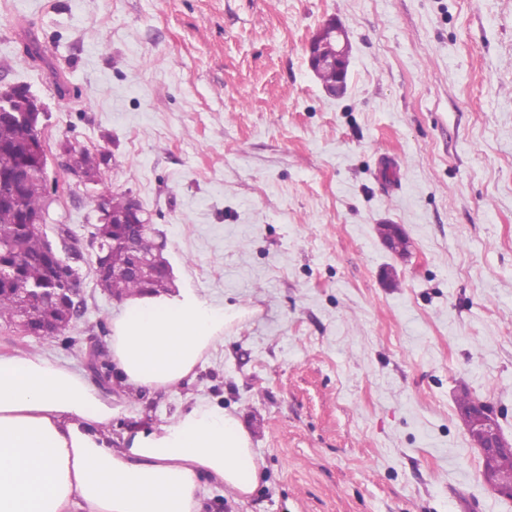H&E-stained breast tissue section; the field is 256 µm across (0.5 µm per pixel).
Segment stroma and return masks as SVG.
Returning a JSON list of instances; mask_svg holds the SVG:
<instances>
[{"label": "stroma", "instance_id": "35a3bbf8", "mask_svg": "<svg viewBox=\"0 0 512 512\" xmlns=\"http://www.w3.org/2000/svg\"><path fill=\"white\" fill-rule=\"evenodd\" d=\"M331 19L336 97L306 52ZM13 84L43 108L69 189L47 233L68 228L84 305L50 341L0 321L1 354L85 373L116 436L199 399L236 415L263 479L240 502L212 486L209 512H512L456 408L468 390L512 440V0H0ZM69 140L111 153L102 178L164 235L177 287L249 310L178 389L116 377Z\"/></svg>", "mask_w": 512, "mask_h": 512}]
</instances>
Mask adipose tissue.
<instances>
[{
    "instance_id": "adipose-tissue-1",
    "label": "adipose tissue",
    "mask_w": 512,
    "mask_h": 512,
    "mask_svg": "<svg viewBox=\"0 0 512 512\" xmlns=\"http://www.w3.org/2000/svg\"><path fill=\"white\" fill-rule=\"evenodd\" d=\"M245 315L192 289L123 299L110 351L130 392L183 385ZM114 409L81 372L39 355H0V512H207L209 489L234 500L262 477L249 432L198 401L151 431L112 435Z\"/></svg>"
}]
</instances>
